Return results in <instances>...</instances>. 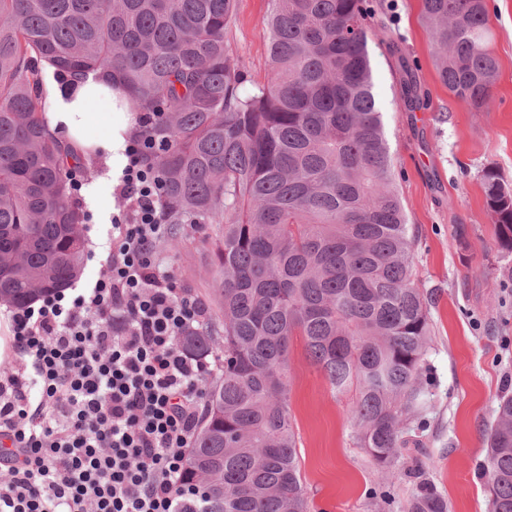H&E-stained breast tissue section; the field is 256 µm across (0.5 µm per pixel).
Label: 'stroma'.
Instances as JSON below:
<instances>
[{
    "instance_id": "stroma-1",
    "label": "stroma",
    "mask_w": 512,
    "mask_h": 512,
    "mask_svg": "<svg viewBox=\"0 0 512 512\" xmlns=\"http://www.w3.org/2000/svg\"><path fill=\"white\" fill-rule=\"evenodd\" d=\"M370 54L397 188L416 236L413 268L429 298L428 381L423 423L403 435L390 470L361 448L348 417L350 396L331 389L305 358L302 337L290 353V410L300 437L309 512H408L419 478H428L449 512H489L478 476L498 399L512 391V253L500 248L486 206L481 171L494 165L512 188V0H488L489 46L499 77L484 111L452 98L439 79L420 0H369ZM272 0H236L227 35L249 80L263 81L269 57L264 33ZM408 56L420 105L408 109L403 73L390 48ZM87 213L83 288L99 271L119 208L111 183ZM218 225L165 237L159 250L183 287L211 305L218 286Z\"/></svg>"
}]
</instances>
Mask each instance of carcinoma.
Listing matches in <instances>:
<instances>
[{
  "label": "carcinoma",
  "instance_id": "cac0c4a2",
  "mask_svg": "<svg viewBox=\"0 0 512 512\" xmlns=\"http://www.w3.org/2000/svg\"><path fill=\"white\" fill-rule=\"evenodd\" d=\"M265 81L247 85L227 34L235 0H0V301L18 307L83 271L87 220L72 198L86 163L45 129L43 69L104 76L143 112L159 149L166 223L218 224L219 299L181 347L214 356L185 476L189 512H307L289 355L301 336L338 393L354 392L361 447L390 467L422 418L430 336L415 282L367 46L366 0H272ZM448 93L484 110L499 64L486 0H423ZM499 245L512 189L482 170ZM480 470L492 512H512V395L499 399ZM409 512H448L428 484Z\"/></svg>",
  "mask_w": 512,
  "mask_h": 512
}]
</instances>
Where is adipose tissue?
<instances>
[{"label": "adipose tissue", "mask_w": 512, "mask_h": 512, "mask_svg": "<svg viewBox=\"0 0 512 512\" xmlns=\"http://www.w3.org/2000/svg\"><path fill=\"white\" fill-rule=\"evenodd\" d=\"M120 90L104 81L84 79L75 88L53 87L51 104L43 115L50 135L71 146L83 158L99 160L109 175L124 168L128 140L138 122V112L121 104ZM113 101L111 111H100L103 100Z\"/></svg>", "instance_id": "obj_1"}]
</instances>
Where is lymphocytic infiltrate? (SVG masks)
Wrapping results in <instances>:
<instances>
[{"label":"lymphocytic infiltrate","instance_id":"obj_1","mask_svg":"<svg viewBox=\"0 0 512 512\" xmlns=\"http://www.w3.org/2000/svg\"><path fill=\"white\" fill-rule=\"evenodd\" d=\"M130 138L92 287L10 318L0 372V512H185V459L215 363L183 352L205 307L163 266L161 176Z\"/></svg>","mask_w":512,"mask_h":512}]
</instances>
